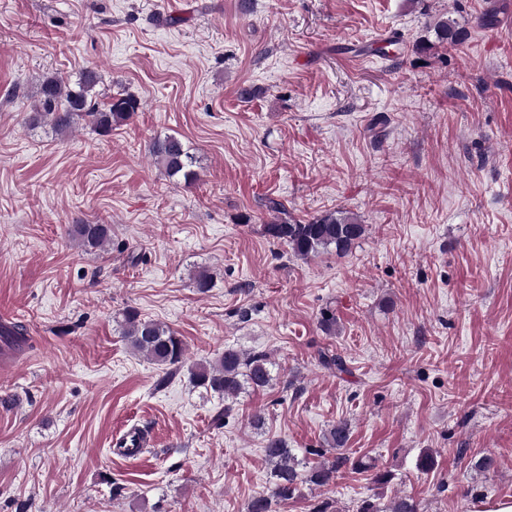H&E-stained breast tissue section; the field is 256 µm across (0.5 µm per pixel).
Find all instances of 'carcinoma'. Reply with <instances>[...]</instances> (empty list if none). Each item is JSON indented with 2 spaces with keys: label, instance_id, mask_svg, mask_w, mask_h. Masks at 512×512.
Here are the masks:
<instances>
[{
  "label": "carcinoma",
  "instance_id": "obj_1",
  "mask_svg": "<svg viewBox=\"0 0 512 512\" xmlns=\"http://www.w3.org/2000/svg\"><path fill=\"white\" fill-rule=\"evenodd\" d=\"M429 31L433 32L434 40L419 41L417 50L426 51L445 45L452 47L465 37V31L444 16L433 19L429 23ZM100 80L101 76L94 70L83 72L74 83L63 76L44 77L30 94L34 108L27 117L28 124L46 128L60 137L80 125L93 128L101 136L110 135L112 127L126 122L139 110L140 102L131 95H119L99 104L96 87ZM149 154L168 177L181 179L186 184L197 180L196 158L178 137L166 135L154 139ZM267 210L272 213V218L262 225L264 236L286 244L294 256L302 259L329 249L339 255L345 254L367 231L366 225L341 209L297 220L288 215L282 203L270 199ZM68 234L85 252L103 251L112 241V225L80 222L70 225ZM118 324L131 349L153 364L173 372L185 364L182 338L164 323L143 319L138 311L127 308L120 314ZM0 336L8 344L19 345L27 341L26 328L20 324L4 329ZM274 367L275 362L264 352L228 346L215 360L191 367L190 379L194 386L217 394L226 401H234L250 389L255 391L269 386ZM349 432L345 421L331 425L324 435L328 450H342L348 443ZM265 456L271 465L272 488L253 497L247 504V512H278L281 505L301 493V487L330 485L337 469L347 462V458L340 455L306 469L280 438L267 440ZM353 468L372 473V479L378 485H385L391 480V474L378 469L376 461L371 458H357ZM358 512H419V508L413 499L395 496L383 508L366 499L358 506Z\"/></svg>",
  "mask_w": 512,
  "mask_h": 512
}]
</instances>
